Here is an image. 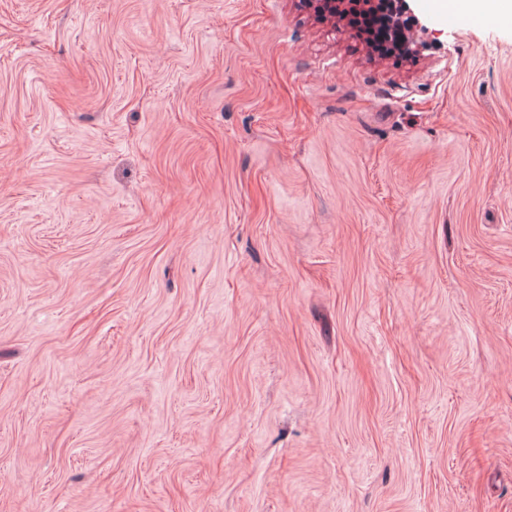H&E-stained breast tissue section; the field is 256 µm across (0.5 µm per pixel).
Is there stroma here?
I'll return each instance as SVG.
<instances>
[{
  "label": "stroma",
  "instance_id": "stroma-1",
  "mask_svg": "<svg viewBox=\"0 0 512 512\" xmlns=\"http://www.w3.org/2000/svg\"><path fill=\"white\" fill-rule=\"evenodd\" d=\"M0 0V512H512V20Z\"/></svg>",
  "mask_w": 512,
  "mask_h": 512
}]
</instances>
